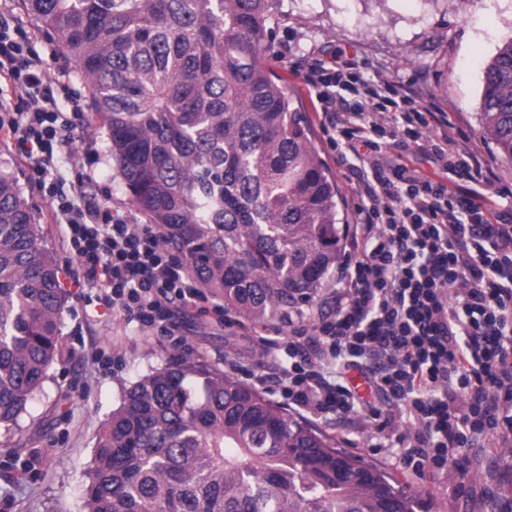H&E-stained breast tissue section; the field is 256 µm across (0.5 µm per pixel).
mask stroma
Masks as SVG:
<instances>
[{
    "label": "stroma",
    "mask_w": 512,
    "mask_h": 512,
    "mask_svg": "<svg viewBox=\"0 0 512 512\" xmlns=\"http://www.w3.org/2000/svg\"><path fill=\"white\" fill-rule=\"evenodd\" d=\"M13 8L33 31L41 56L69 71L71 92L89 96L86 82L53 37L38 29L21 0H14ZM270 27L273 38L264 59L305 111H312L313 104L302 83L290 74V64L327 59L341 49L356 51L365 77L381 72L414 84L423 97L453 112L458 126L476 134L478 146L502 181L512 183V162L499 158L493 143L480 135L483 68L512 40V0H275ZM81 133L92 145L65 159L61 175L72 182L91 173V191L102 206L145 223L112 163L107 132L85 127ZM0 169L15 178L41 224L44 244L61 267L66 295L60 327L64 356L49 369L21 430L0 429V512H82L81 491L102 424L127 389L180 350L137 324L113 320L98 289L77 287L81 271L50 216L49 201L29 183L26 165L3 145ZM251 328L231 313L220 327L191 315L185 318L187 344L196 355L224 369L234 361L260 367L266 377L263 396L281 404L278 368L264 365L262 348L243 338ZM356 427L353 419L319 425L335 438L338 448L384 472L396 489L413 499L414 512H471L469 498L447 495L433 481L406 479L390 458L373 454L370 434L362 435L359 448H351L348 437Z\"/></svg>",
    "instance_id": "1"
}]
</instances>
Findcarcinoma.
<instances>
[{
    "label": "carcinoma",
    "mask_w": 512,
    "mask_h": 512,
    "mask_svg": "<svg viewBox=\"0 0 512 512\" xmlns=\"http://www.w3.org/2000/svg\"><path fill=\"white\" fill-rule=\"evenodd\" d=\"M90 89L131 204L224 311L280 323L342 259L338 190L262 61L273 0H23ZM481 134L512 161V40L483 69ZM0 171V427L62 357L59 264ZM84 512H413L384 473L190 354L102 427Z\"/></svg>",
    "instance_id": "carcinoma-1"
}]
</instances>
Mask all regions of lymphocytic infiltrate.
Here are the masks:
<instances>
[{
  "instance_id": "lymphocytic-infiltrate-1",
  "label": "lymphocytic infiltrate",
  "mask_w": 512,
  "mask_h": 512,
  "mask_svg": "<svg viewBox=\"0 0 512 512\" xmlns=\"http://www.w3.org/2000/svg\"><path fill=\"white\" fill-rule=\"evenodd\" d=\"M293 70L346 169L352 222L330 310L289 326L270 356L280 394L299 414L362 417L405 477L451 474L450 494L469 491L474 463L512 438V189L452 113L410 87L364 78L342 55ZM63 75L0 18V141L48 197L84 287L103 292L113 319L177 335L187 309L209 316L210 300L154 225L97 207L83 181L61 188L57 162L83 112L63 104ZM352 371L371 399L348 385Z\"/></svg>"
}]
</instances>
